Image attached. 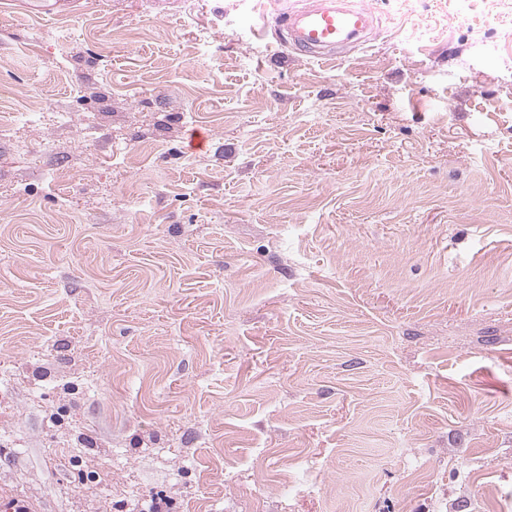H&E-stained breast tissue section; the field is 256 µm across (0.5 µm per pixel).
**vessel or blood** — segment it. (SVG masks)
Returning a JSON list of instances; mask_svg holds the SVG:
<instances>
[{"label": "vessel or blood", "instance_id": "obj_1", "mask_svg": "<svg viewBox=\"0 0 512 512\" xmlns=\"http://www.w3.org/2000/svg\"><path fill=\"white\" fill-rule=\"evenodd\" d=\"M281 43L319 61H336L367 44L376 16L365 0H306L277 18Z\"/></svg>", "mask_w": 512, "mask_h": 512}]
</instances>
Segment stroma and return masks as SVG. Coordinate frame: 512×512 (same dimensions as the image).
<instances>
[{
	"label": "stroma",
	"mask_w": 512,
	"mask_h": 512,
	"mask_svg": "<svg viewBox=\"0 0 512 512\" xmlns=\"http://www.w3.org/2000/svg\"><path fill=\"white\" fill-rule=\"evenodd\" d=\"M373 5L0 10V496L512 512V0ZM276 17L280 42L318 61L346 57L370 40L377 18L372 7L354 0H306Z\"/></svg>",
	"instance_id": "stroma-1"
}]
</instances>
